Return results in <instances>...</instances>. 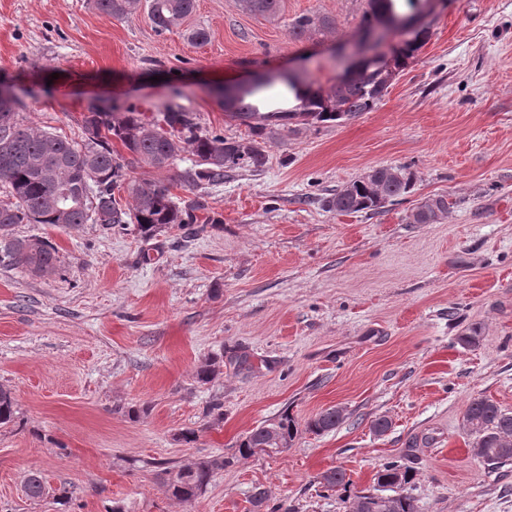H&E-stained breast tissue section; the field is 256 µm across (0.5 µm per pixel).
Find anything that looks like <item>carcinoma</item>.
Returning <instances> with one entry per match:
<instances>
[{"instance_id": "cac0c4a2", "label": "carcinoma", "mask_w": 512, "mask_h": 512, "mask_svg": "<svg viewBox=\"0 0 512 512\" xmlns=\"http://www.w3.org/2000/svg\"><path fill=\"white\" fill-rule=\"evenodd\" d=\"M249 13L275 19L280 0H239ZM369 9L361 19V27L372 24L378 15L398 13L399 0H367ZM139 4V0H94L103 14L123 18ZM147 15L155 29L162 33L181 24L195 8V0H145ZM331 26V21L317 14H304L291 23V32L300 39ZM421 45L406 43L398 50L395 68L401 72L414 61ZM288 94L297 101L294 109L261 112L252 108L255 96L266 86L258 82L248 89H239L225 105L233 109L231 116L240 119L250 130L246 140L209 136L200 131L188 112L168 109L150 119L143 112L128 111L121 116L90 106L82 113L84 139L80 143L47 130L33 129L19 119L13 106H0V183L7 185L13 202L0 205V228L13 224H51L75 228L89 222L105 228L134 223L145 236L184 223L183 212L170 185L163 182L138 183L129 179V172L146 164L163 169L174 164L180 152L188 148L198 158L200 169L194 172L199 180L220 182L224 171L237 168L258 169L266 164L260 140L268 135L274 122L301 119L307 123H340L372 111L391 85L385 64L374 60L361 72L336 82L326 92L303 86L299 76H285ZM118 141L125 153L112 149ZM393 175L385 166L374 168L366 184L349 183L327 201V207L339 213L376 211L411 192L413 174L404 166ZM126 187L134 199L132 210L120 207L115 191ZM443 196L430 198L412 216L415 224H432L448 211ZM8 260L33 271L49 275L56 271L58 255L47 240L34 238L0 244V262ZM15 402L11 392L0 388V425L14 421ZM342 420L341 412L332 407L307 422L308 431L330 432ZM467 426L484 437L482 462L498 469L512 462V447H503L502 440L512 437V412L502 409L487 397L472 398L465 410ZM298 433L294 418L282 414L278 420L249 432L238 444L237 454L247 459L276 446L274 438L288 445ZM230 461L218 457L192 465L163 469L164 485L180 501L201 496L214 471ZM415 480L414 470L402 460L389 459L379 466L373 477L374 490L392 492V512H417L416 505L405 490ZM327 489L350 486L346 473L339 467L322 475ZM26 495L38 500L47 494L42 476L32 471L24 480Z\"/></svg>"}]
</instances>
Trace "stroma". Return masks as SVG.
I'll use <instances>...</instances> for the list:
<instances>
[{
	"label": "stroma",
	"mask_w": 512,
	"mask_h": 512,
	"mask_svg": "<svg viewBox=\"0 0 512 512\" xmlns=\"http://www.w3.org/2000/svg\"><path fill=\"white\" fill-rule=\"evenodd\" d=\"M366 7L281 0L270 21L238 0H196L160 33L142 7L118 20L93 0H0V75L24 124L72 140L93 101L180 109L239 139L249 129L215 87L265 78L279 101L283 76L300 73L328 89ZM303 14L336 27L296 39ZM420 18L428 40L373 111L273 126L265 166L218 184L184 181L196 168L187 151L171 169L136 168L135 179L171 180L185 224L147 238L131 225L0 229L59 256L45 276L0 264V388L16 400L0 427V512H251L257 487L272 507L346 512L389 457L415 470L418 512H512V462L477 459L464 419L478 395L512 412V0H446ZM194 29L208 40L192 42ZM383 165L408 167L412 193L376 212L328 209ZM439 195L447 213L411 223ZM470 326L478 341L460 345ZM211 359L215 373L199 379ZM330 407L343 415L335 430L235 459L256 426ZM382 416L392 426L378 435ZM219 456L230 465L196 500L166 492L162 468ZM338 466L349 489L321 488ZM31 471L49 488L35 501Z\"/></svg>",
	"instance_id": "1"
}]
</instances>
